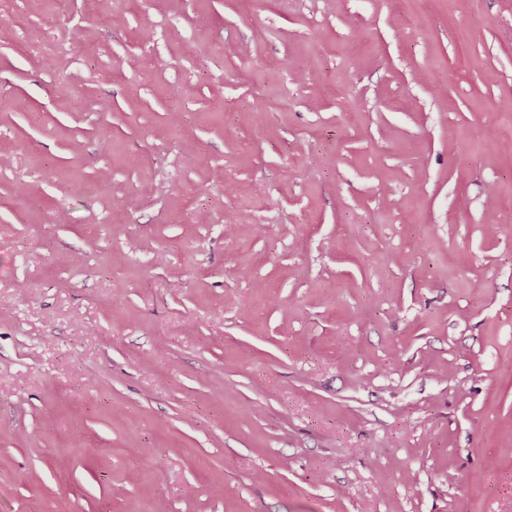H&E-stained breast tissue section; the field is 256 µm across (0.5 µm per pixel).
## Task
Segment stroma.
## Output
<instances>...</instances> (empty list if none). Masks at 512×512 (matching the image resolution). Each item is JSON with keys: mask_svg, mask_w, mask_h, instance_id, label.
Masks as SVG:
<instances>
[{"mask_svg": "<svg viewBox=\"0 0 512 512\" xmlns=\"http://www.w3.org/2000/svg\"><path fill=\"white\" fill-rule=\"evenodd\" d=\"M0 512H512V0H0Z\"/></svg>", "mask_w": 512, "mask_h": 512, "instance_id": "obj_1", "label": "stroma"}]
</instances>
